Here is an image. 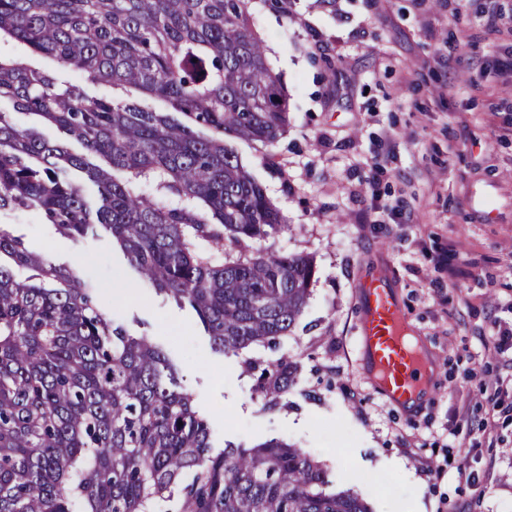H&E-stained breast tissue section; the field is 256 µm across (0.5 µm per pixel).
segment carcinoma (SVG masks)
I'll list each match as a JSON object with an SVG mask.
<instances>
[{"label": "carcinoma", "instance_id": "1", "mask_svg": "<svg viewBox=\"0 0 512 512\" xmlns=\"http://www.w3.org/2000/svg\"><path fill=\"white\" fill-rule=\"evenodd\" d=\"M0 39L57 64L0 55V100L85 150L1 112L0 210L35 211L70 237L109 230L144 281L194 309L218 352L290 335L312 258L209 250L281 228L236 149L274 143L289 122L248 0H0ZM68 69L112 95L88 94ZM69 169L97 186V209ZM2 256L0 512H372L293 444L214 451L168 357L114 325L97 289L0 231ZM298 377L284 360L257 390L277 399Z\"/></svg>", "mask_w": 512, "mask_h": 512}]
</instances>
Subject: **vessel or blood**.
Returning a JSON list of instances; mask_svg holds the SVG:
<instances>
[{"label":"vessel or blood","instance_id":"obj_1","mask_svg":"<svg viewBox=\"0 0 512 512\" xmlns=\"http://www.w3.org/2000/svg\"><path fill=\"white\" fill-rule=\"evenodd\" d=\"M358 326L366 374L375 389L399 407L414 400L427 383L426 364L410 343L403 310L383 279L363 284Z\"/></svg>","mask_w":512,"mask_h":512}]
</instances>
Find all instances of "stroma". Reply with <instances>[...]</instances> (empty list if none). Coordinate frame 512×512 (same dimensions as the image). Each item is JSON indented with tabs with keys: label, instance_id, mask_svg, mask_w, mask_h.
Wrapping results in <instances>:
<instances>
[{
	"label": "stroma",
	"instance_id": "1",
	"mask_svg": "<svg viewBox=\"0 0 512 512\" xmlns=\"http://www.w3.org/2000/svg\"><path fill=\"white\" fill-rule=\"evenodd\" d=\"M487 0H288L287 12L249 0L251 28L288 94L277 142L238 143L242 163L285 228L245 252L313 256L315 282L291 335L237 355L214 352L196 312L142 283L109 232L60 234L33 211L0 210V230L29 251L112 285L104 307L129 334L174 360L181 385L211 424L215 447L278 438L326 464L373 512H512V403L492 437L469 448L483 418L481 382L512 381V354L485 348L493 321L512 323V37L484 24ZM466 125H459V118ZM399 144L371 163L388 131ZM458 151L449 155L448 140ZM401 203L414 225L358 226L371 204ZM457 240L474 277L431 257ZM383 274L434 367L432 394L402 409L366 378L358 330L361 286ZM478 375L463 381L467 356ZM290 357L297 384L275 400L251 366ZM468 418L457 421L459 407ZM441 468L433 480L423 467ZM473 473L468 485L459 469ZM379 476L371 484L369 475Z\"/></svg>",
	"mask_w": 512,
	"mask_h": 512
}]
</instances>
